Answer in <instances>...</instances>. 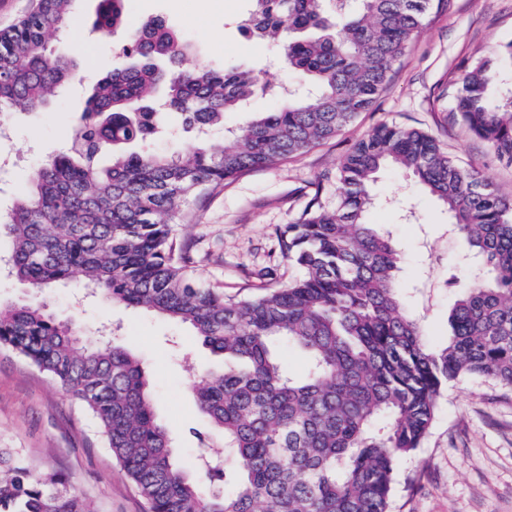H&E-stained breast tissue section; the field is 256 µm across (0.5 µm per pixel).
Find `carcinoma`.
<instances>
[{
  "instance_id": "obj_1",
  "label": "carcinoma",
  "mask_w": 512,
  "mask_h": 512,
  "mask_svg": "<svg viewBox=\"0 0 512 512\" xmlns=\"http://www.w3.org/2000/svg\"><path fill=\"white\" fill-rule=\"evenodd\" d=\"M78 0H32L0 28V111L34 112L82 79L55 55ZM242 30L279 46L282 66L307 89L251 70L188 68V44L155 19L129 34L133 60L109 66L65 148L0 209L9 274L29 293L0 303V347L45 372L95 420L107 448L149 512H388L396 467L426 436L444 384L479 375L512 387V196L463 166L431 136L382 123L340 162L336 207L312 202L276 232L275 251L303 270L244 300L193 277L175 226L192 197L241 173L273 167L336 137L368 111L395 63L448 0H251ZM124 24L123 0H99L93 30ZM512 42L476 61L461 81L453 122L512 164ZM276 94L274 112L247 123L231 145L202 138L172 153L136 151L157 136L158 113L207 129ZM151 105L140 119L133 110ZM386 164L412 176L448 210L465 246L464 288L433 348L406 310L403 256L392 232L368 221L370 187ZM190 326L224 359L190 390L210 432L189 471L156 418L142 362L117 339L86 343L80 328L41 300L56 283ZM307 359L288 370L285 350ZM0 512H92L58 477L0 448Z\"/></svg>"
}]
</instances>
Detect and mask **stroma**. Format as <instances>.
Masks as SVG:
<instances>
[{
  "instance_id": "1",
  "label": "stroma",
  "mask_w": 512,
  "mask_h": 512,
  "mask_svg": "<svg viewBox=\"0 0 512 512\" xmlns=\"http://www.w3.org/2000/svg\"><path fill=\"white\" fill-rule=\"evenodd\" d=\"M98 0H81L54 53L77 59L84 83L49 105L12 118L11 136L0 142V207L27 188L34 170L59 152L103 68L122 64L130 28L160 17L190 45V62L267 72L278 84H297L278 62L271 43L246 36L239 22L250 0H125L126 26L96 39L90 31ZM512 41V0H450L432 16L396 65L374 106L336 138L276 166L247 171L223 189L190 201L176 227L189 244L197 280L225 297L259 294L270 279L297 278L301 269L273 252L277 228L294 222L310 201L336 205L340 159L373 127L394 123L432 135L462 164L474 165L503 194L512 195V166L488 145L450 120L466 69L500 44ZM370 219L387 225L403 252L402 279L411 313L432 344H445L448 311L457 295L447 285L459 267L462 242L447 210L413 179L383 170L372 187ZM51 308L72 319L88 339L100 324L112 325L138 356L152 382L154 412L177 439L183 466L200 452L196 432L208 431L189 386L217 369L219 360L191 331L161 316L89 297L71 282L46 295ZM0 448H10L36 471L60 475L94 512H148L137 489L113 458L92 416L18 353L0 348ZM391 512H512V389L480 376L445 386L430 431L397 472Z\"/></svg>"
}]
</instances>
